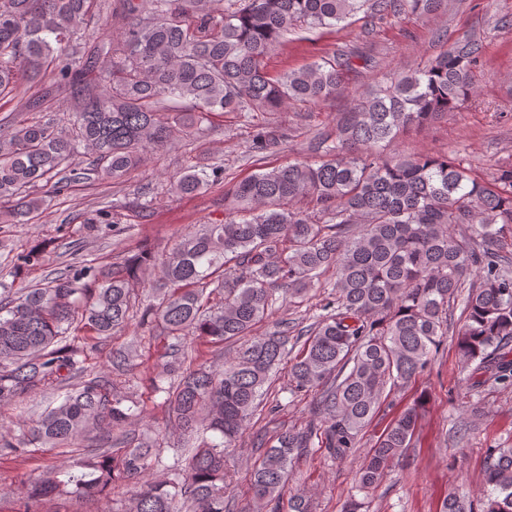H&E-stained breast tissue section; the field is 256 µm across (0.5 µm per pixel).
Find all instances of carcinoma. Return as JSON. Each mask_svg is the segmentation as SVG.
I'll list each match as a JSON object with an SVG mask.
<instances>
[{"mask_svg": "<svg viewBox=\"0 0 512 512\" xmlns=\"http://www.w3.org/2000/svg\"><path fill=\"white\" fill-rule=\"evenodd\" d=\"M127 23L108 45L84 50L103 28L98 0H0V97L19 80L35 82L45 67L70 89L73 112L58 122H32L0 134V222L38 217L51 184L61 194L81 180L121 179L146 148L164 149L174 134L198 133L213 114L278 112L317 103L343 90L356 54L332 55L271 75L264 65L288 29L336 26L359 13L372 20L431 15L447 0H118ZM483 43L466 34L411 73L336 115V140L316 164L261 169L227 191L236 215L195 224L157 261L140 250L104 274L93 261L74 262L44 283L26 282L43 265L37 244L13 259V282L0 279V401L66 388L63 399L31 420L26 434L0 435V452L32 441L51 448L87 438L78 466L55 468L23 494L30 507L56 496L101 497L128 479L140 480L122 512H226L224 466L260 404L264 386L288 365L293 392L319 402L301 428L277 432L250 473L257 512H279L288 472L316 446L334 460L356 450L389 392L427 368L448 335V311L462 302L455 347L471 369L468 386H512V166L489 182L455 156L378 151L400 133L457 112L476 93ZM98 73L101 90L87 83ZM221 170H188L171 189L198 194ZM308 201L316 223L293 204ZM360 225L353 234L350 227ZM157 272L149 299L135 302L137 273ZM333 272L334 293L307 329L296 354L286 330L250 337L276 302L304 296ZM162 324L168 340V419L200 437L170 466L173 478L150 476L160 462L157 441L129 436L141 415L107 375L88 374V352L66 337L79 322L108 338L134 319ZM212 344L250 340L224 362L182 370L187 337ZM420 398L367 449L355 474L359 489L375 488L413 436ZM482 496L455 490L440 512H512V448L485 451ZM288 512H313L296 491Z\"/></svg>", "mask_w": 512, "mask_h": 512, "instance_id": "1", "label": "carcinoma"}]
</instances>
